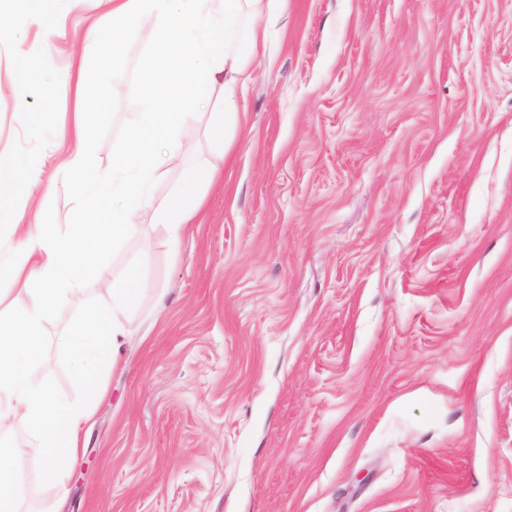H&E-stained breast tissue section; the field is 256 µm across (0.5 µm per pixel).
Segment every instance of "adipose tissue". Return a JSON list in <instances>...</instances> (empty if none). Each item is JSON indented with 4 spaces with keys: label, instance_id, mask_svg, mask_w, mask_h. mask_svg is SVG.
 <instances>
[{
    "label": "adipose tissue",
    "instance_id": "1",
    "mask_svg": "<svg viewBox=\"0 0 512 512\" xmlns=\"http://www.w3.org/2000/svg\"><path fill=\"white\" fill-rule=\"evenodd\" d=\"M101 15L81 50L82 68L73 85L74 146L62 164L76 194L75 221L59 230L44 224L18 225L19 245L12 257L10 279L29 294L15 306L0 292V426L15 422L27 428L20 448H0V512H14L18 475L28 458L42 460L41 474L52 489L64 490L81 448V431L93 415L90 397L57 395L36 375L43 362V328L70 297L83 276L93 272L103 291L97 301L64 329L61 345L68 352L78 383L96 381L114 363L147 276V255H140L122 275L108 271L105 258L134 236L141 216L165 225L171 245H178L200 205V191L210 182V166L188 167L172 194L160 197L157 187L171 163L183 161L190 146L180 136L184 122L199 104L202 86L222 85L223 104L209 112L212 140L228 147L226 127L235 123L252 81L264 59L254 25L274 16L279 0H100ZM151 20L156 31L145 66L146 79L174 87L178 101L158 94L149 99L125 147L114 154L112 170L97 173L93 160L90 115L97 105L88 94L85 65L107 78L118 61L116 42L123 27ZM48 156H19L0 150V216L22 192L36 194Z\"/></svg>",
    "mask_w": 512,
    "mask_h": 512
}]
</instances>
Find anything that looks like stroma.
<instances>
[{
    "instance_id": "obj_1",
    "label": "stroma",
    "mask_w": 512,
    "mask_h": 512,
    "mask_svg": "<svg viewBox=\"0 0 512 512\" xmlns=\"http://www.w3.org/2000/svg\"><path fill=\"white\" fill-rule=\"evenodd\" d=\"M30 26L12 94L0 44V149L71 148V62L98 0ZM230 153L179 249L143 223L150 280L85 425L64 494L20 474L18 512H512V0H282ZM150 20L124 32L92 125L112 169L155 89ZM40 115L37 125L23 113ZM40 221L74 207L45 169ZM49 320L39 377L80 394Z\"/></svg>"
}]
</instances>
